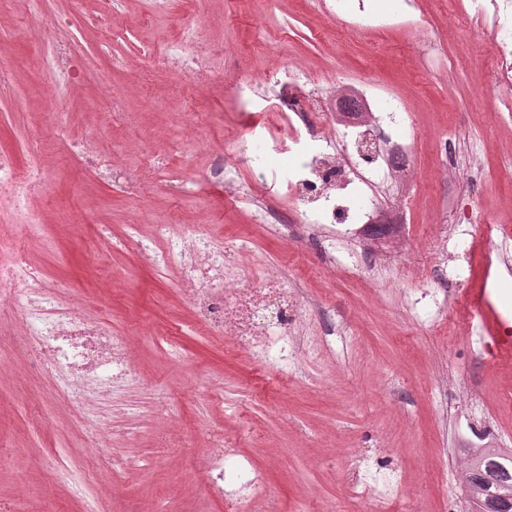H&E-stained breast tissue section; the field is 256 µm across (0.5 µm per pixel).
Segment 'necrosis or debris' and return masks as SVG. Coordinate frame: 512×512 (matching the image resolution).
<instances>
[{
  "mask_svg": "<svg viewBox=\"0 0 512 512\" xmlns=\"http://www.w3.org/2000/svg\"><path fill=\"white\" fill-rule=\"evenodd\" d=\"M468 6L491 16L498 78L489 91L511 100L512 7L504 0H468ZM205 41L204 29L192 22L187 38L166 47V61L181 81L199 82L222 72V55L207 52ZM47 64L62 88L75 91L83 85L85 75L67 38L56 40ZM233 87L239 97L264 89L283 113L292 143L306 139L312 144L301 166L281 168L296 217L284 221L255 195L270 162L267 155L256 154L248 171H241L236 156L244 148L242 142L211 151L205 180L224 186L231 199L251 203L255 223L268 226L277 238L316 240L325 263L335 264L337 254L345 253L355 266L377 271L380 258L349 250L355 232L348 225L347 203L358 199L366 219L408 224L420 186L405 137L414 126L412 112L397 99L376 101L369 89L353 87L348 77L320 78L290 61L262 79L237 74ZM46 181L43 168L19 165L0 153V214L21 211L27 197ZM155 233L165 248L150 254L149 262L179 270L180 290L209 335L231 340L256 363L284 370L295 368L303 350H317V342L304 345L297 340L301 291L288 286L283 269L270 267L258 274L246 270L227 255L222 242L201 231H176L159 224ZM4 313L21 325L30 352L52 373L59 395L77 410L133 383L135 367L126 339L44 288L21 251L9 266L0 267V314ZM208 460L206 478L223 494L229 512H254L260 477L230 459L223 434H211Z\"/></svg>",
  "mask_w": 512,
  "mask_h": 512,
  "instance_id": "1",
  "label": "necrosis or debris"
}]
</instances>
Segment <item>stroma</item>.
I'll return each mask as SVG.
<instances>
[{
    "label": "stroma",
    "instance_id": "1",
    "mask_svg": "<svg viewBox=\"0 0 512 512\" xmlns=\"http://www.w3.org/2000/svg\"><path fill=\"white\" fill-rule=\"evenodd\" d=\"M325 2L169 0L157 12L149 0H116L110 17L102 0H42L47 18L69 16L67 36L87 71L81 92L55 97L43 61L52 31L22 23L17 0H0V49L10 56L0 81V153L23 165L38 152L50 175L46 191L27 202L44 217L34 231L22 233L0 216V266L23 241L47 288L130 337L140 376L96 401L94 413L108 421L109 452L99 455L88 445L96 425L53 393L15 342L17 326L0 322V505L8 512H83L84 494L98 499L101 512H226L223 501L204 502L214 431L259 472V512H360L353 475L365 467L392 475L383 502L389 512H472L459 480L470 448L483 441L512 449L505 401L512 357L489 352L492 337L512 336V248L502 249L483 225L470 226L493 265L484 286L466 275L464 258L449 262L448 287L470 308L464 332L453 337L443 331L442 292L415 277L438 256L433 225L453 224L456 208L479 200L512 225V105L482 94L494 46L471 40L488 22L467 17L466 36L446 0H409L432 41L403 26L358 38ZM189 14L228 74H263L292 59L318 76L371 81L379 98L401 97L416 112L411 162L424 186L413 220L422 236L377 230L357 241L363 251L397 255L392 278L374 282L341 264L325 271L315 243H282L222 186L200 182L210 147L244 130L255 147L277 146L279 118L271 101L237 97L226 81L195 87L158 66L157 53L179 37ZM111 94L126 111H106ZM55 100L69 113L63 139L53 128ZM191 109L206 115L194 132L184 117ZM462 127L470 135L456 142L458 168L438 178L429 133ZM90 135L117 157L113 184L70 153L69 141ZM148 146L160 147L168 163L142 194L128 197L122 182L140 175ZM474 160L478 171L463 175ZM171 220L223 241L243 264L286 266L317 306L306 333L321 342L317 352L301 353L294 374L256 364L196 328L178 270H156L144 258L164 246L154 225ZM135 222L137 242L127 237ZM406 276L423 296L422 317L400 298L397 280ZM62 465L70 480H57ZM90 470L94 480L76 492Z\"/></svg>",
    "mask_w": 512,
    "mask_h": 512
}]
</instances>
